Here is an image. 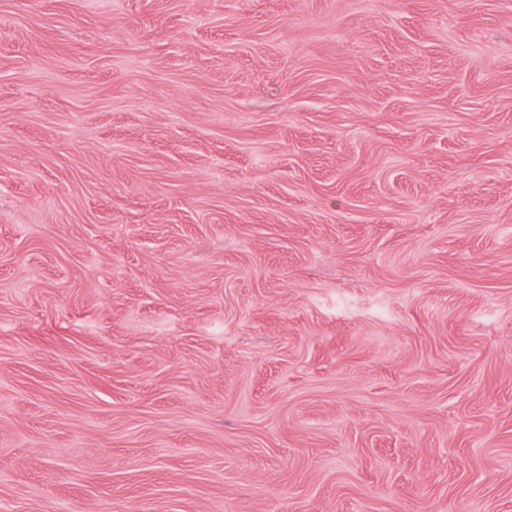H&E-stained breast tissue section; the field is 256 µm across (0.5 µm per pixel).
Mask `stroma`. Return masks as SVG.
<instances>
[{
    "mask_svg": "<svg viewBox=\"0 0 512 512\" xmlns=\"http://www.w3.org/2000/svg\"><path fill=\"white\" fill-rule=\"evenodd\" d=\"M0 512H512V0H0Z\"/></svg>",
    "mask_w": 512,
    "mask_h": 512,
    "instance_id": "1",
    "label": "stroma"
}]
</instances>
